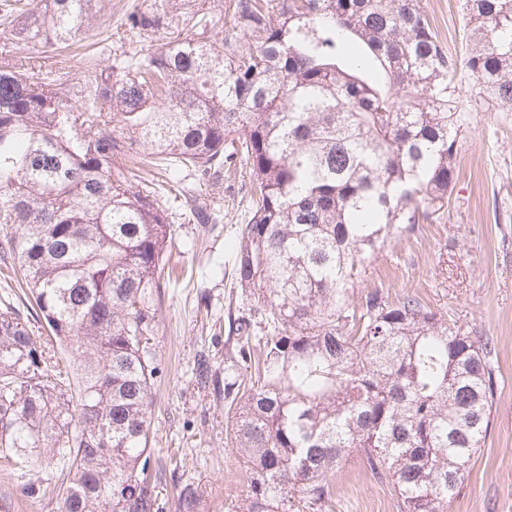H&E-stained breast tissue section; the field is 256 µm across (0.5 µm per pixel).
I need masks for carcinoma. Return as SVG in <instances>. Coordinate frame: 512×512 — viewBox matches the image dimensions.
Segmentation results:
<instances>
[{
  "label": "carcinoma",
  "instance_id": "cac0c4a2",
  "mask_svg": "<svg viewBox=\"0 0 512 512\" xmlns=\"http://www.w3.org/2000/svg\"><path fill=\"white\" fill-rule=\"evenodd\" d=\"M44 3L21 25L18 5L0 4V252L29 300L26 316L0 304V458L23 475L43 457L67 483L62 512H162L150 414L172 230L129 163L143 151L171 175L219 181L242 159L234 280L266 328L263 369L224 383L243 512H321L355 451L402 512H447L492 425V342L412 295L356 303L351 290L387 243L444 219L473 115L512 112V0H461L462 62L422 0H228L220 44L188 2L166 23L133 12L138 36L178 33L154 51L86 54L77 84L3 47L81 40L111 0ZM177 185L194 223L216 222ZM234 332L245 363L249 326L231 320ZM178 498L194 512L195 488Z\"/></svg>",
  "mask_w": 512,
  "mask_h": 512
}]
</instances>
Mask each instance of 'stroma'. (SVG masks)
<instances>
[{
  "mask_svg": "<svg viewBox=\"0 0 512 512\" xmlns=\"http://www.w3.org/2000/svg\"><path fill=\"white\" fill-rule=\"evenodd\" d=\"M182 2L112 0V16L100 26L96 41L111 45L116 54L159 47L161 34L133 37L126 16L170 14ZM422 5L446 50L465 57L467 20L458 0H422ZM20 51L45 68L68 67L74 81L86 76L81 47L52 50L24 43ZM457 170L444 220L418 225L411 236L388 244L356 292L413 295L443 318L491 339L498 384L494 419L449 512H512V112L474 118L463 134ZM244 174L240 162L222 180L198 184L201 197L220 216L215 224L190 221L180 199L171 193L161 196L182 247L178 262L193 270L192 276L164 286L154 330L164 372L153 391L150 466L159 468L174 454L185 460L178 479H165L155 488L165 512H179L180 481L193 483L198 491L195 512H242L244 506L245 468L227 437L224 399L200 388L196 379L203 359L216 377H224L229 367L238 379L249 377L247 365L230 366L228 356L237 341L215 329V322L245 319L252 321L254 335L263 333L262 324L253 320V301L234 286L229 248L245 219ZM45 478L40 466L20 476L0 465V512H60L63 491ZM29 483L42 486V493L27 494ZM331 512H401V499L397 488L373 476L355 453L336 473Z\"/></svg>",
  "mask_w": 512,
  "mask_h": 512,
  "instance_id": "obj_1",
  "label": "stroma"
}]
</instances>
